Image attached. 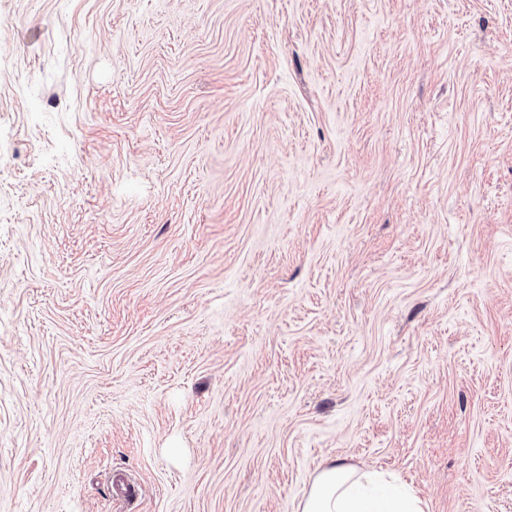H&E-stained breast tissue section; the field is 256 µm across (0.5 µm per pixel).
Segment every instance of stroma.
<instances>
[{
	"instance_id": "1",
	"label": "stroma",
	"mask_w": 512,
	"mask_h": 512,
	"mask_svg": "<svg viewBox=\"0 0 512 512\" xmlns=\"http://www.w3.org/2000/svg\"><path fill=\"white\" fill-rule=\"evenodd\" d=\"M334 458L512 512V0H0V512Z\"/></svg>"
}]
</instances>
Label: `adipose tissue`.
I'll use <instances>...</instances> for the list:
<instances>
[{
	"label": "adipose tissue",
	"mask_w": 512,
	"mask_h": 512,
	"mask_svg": "<svg viewBox=\"0 0 512 512\" xmlns=\"http://www.w3.org/2000/svg\"><path fill=\"white\" fill-rule=\"evenodd\" d=\"M298 512H424V507L385 475L331 460L317 471Z\"/></svg>",
	"instance_id": "ef3b65f1"
}]
</instances>
